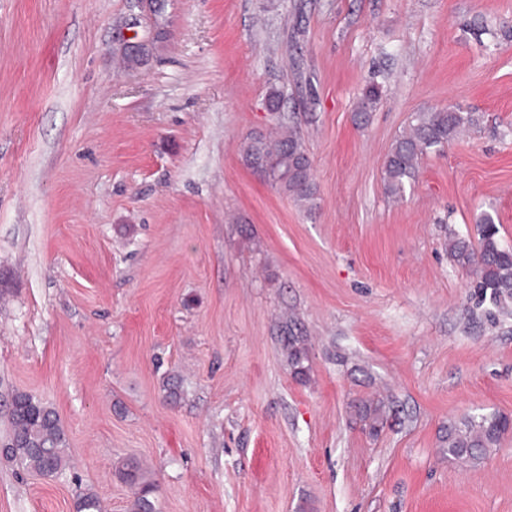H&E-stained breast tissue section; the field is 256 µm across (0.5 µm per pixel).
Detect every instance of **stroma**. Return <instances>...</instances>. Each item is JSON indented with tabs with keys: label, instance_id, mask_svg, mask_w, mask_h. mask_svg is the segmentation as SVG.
I'll use <instances>...</instances> for the list:
<instances>
[{
	"label": "stroma",
	"instance_id": "1",
	"mask_svg": "<svg viewBox=\"0 0 512 512\" xmlns=\"http://www.w3.org/2000/svg\"><path fill=\"white\" fill-rule=\"evenodd\" d=\"M451 106L477 125L388 194L395 140ZM286 121L311 210L240 159ZM484 211L512 247V0H0V441L21 390L73 459L0 458V512H127V457L157 512H512V431L444 452L512 418V316L448 255ZM512 429L507 416L499 413L465 415L448 423V458L459 462L479 461L500 444Z\"/></svg>",
	"mask_w": 512,
	"mask_h": 512
}]
</instances>
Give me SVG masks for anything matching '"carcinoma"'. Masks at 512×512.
I'll return each instance as SVG.
<instances>
[{"label":"carcinoma","instance_id":"cac0c4a2","mask_svg":"<svg viewBox=\"0 0 512 512\" xmlns=\"http://www.w3.org/2000/svg\"><path fill=\"white\" fill-rule=\"evenodd\" d=\"M379 100L376 87L362 96L356 117L364 122ZM474 121L470 112L451 107L435 112H421L409 134L397 139L385 160V179L390 194H402L405 183L415 176L421 157L451 141L467 124ZM241 159L252 170L263 166L264 181L276 191L296 201L314 206L317 187L311 176V163L301 137L291 126L282 127L276 136L261 131L249 133L241 143ZM478 246L471 240L453 236L448 253L458 266L470 271L481 301L489 302L498 312H512V249L498 238L494 216L483 213L477 223ZM11 429L0 445V454L24 470L52 477L70 464L64 425L53 407L34 395L16 390L8 400ZM512 429V421L499 413L465 415L448 423V458L459 462L479 461L498 447ZM119 478L129 486L132 499L128 512H156L157 486L149 472L134 459L116 467ZM75 512H101V503L87 492L74 504Z\"/></svg>","mask_w":512,"mask_h":512}]
</instances>
